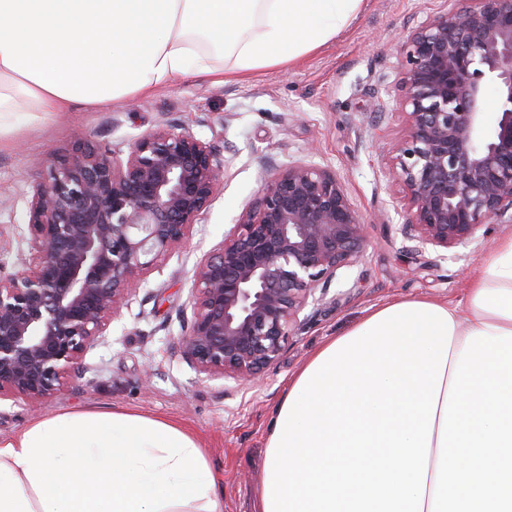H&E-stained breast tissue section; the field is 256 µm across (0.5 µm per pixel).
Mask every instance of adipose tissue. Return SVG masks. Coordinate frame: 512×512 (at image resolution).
I'll return each instance as SVG.
<instances>
[{"instance_id": "ef3b65f1", "label": "adipose tissue", "mask_w": 512, "mask_h": 512, "mask_svg": "<svg viewBox=\"0 0 512 512\" xmlns=\"http://www.w3.org/2000/svg\"><path fill=\"white\" fill-rule=\"evenodd\" d=\"M363 0H0V135L199 76L293 61ZM253 512H512V234L464 301L381 306L327 340L269 425ZM0 512H224L162 417L64 413L0 442Z\"/></svg>"}]
</instances>
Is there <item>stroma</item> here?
I'll return each mask as SVG.
<instances>
[{
  "mask_svg": "<svg viewBox=\"0 0 512 512\" xmlns=\"http://www.w3.org/2000/svg\"><path fill=\"white\" fill-rule=\"evenodd\" d=\"M448 0H364L336 38L296 62L255 71L248 79L214 82L197 76L112 106L77 107L22 120L0 136V260L18 267L26 244L27 199L54 153L87 141L125 157L135 139L163 125L212 140L225 162L224 184L188 232L186 242L144 274L127 308L108 329V345L91 349V370L73 374L51 400L0 399V440L61 413L127 410L164 415L202 440L224 512H252L261 480L258 461L274 410L289 379L328 338L356 324L374 306L413 297L461 301L471 271L511 224L480 227L473 240L407 257L401 232L408 193L391 173L392 147L405 122L385 97L406 31L446 10ZM312 157L336 169L365 218L367 247L341 299L326 296L298 335L254 383L208 378L176 349L197 265L234 227L260 188L261 164Z\"/></svg>",
  "mask_w": 512,
  "mask_h": 512,
  "instance_id": "stroma-1",
  "label": "stroma"
}]
</instances>
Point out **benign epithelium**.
Listing matches in <instances>:
<instances>
[{
	"mask_svg": "<svg viewBox=\"0 0 512 512\" xmlns=\"http://www.w3.org/2000/svg\"><path fill=\"white\" fill-rule=\"evenodd\" d=\"M400 52L393 101L405 132L393 171L416 258L512 223V0L450 4L408 30ZM223 184L216 145L173 126L135 140L124 159L88 144L50 157L27 200V258L0 274V398L43 402L88 370L140 273L185 239ZM366 246L335 169L265 161L257 196L195 270L181 357L210 378L259 379L302 311L354 286Z\"/></svg>",
	"mask_w": 512,
	"mask_h": 512,
	"instance_id": "1",
	"label": "benign epithelium"
}]
</instances>
